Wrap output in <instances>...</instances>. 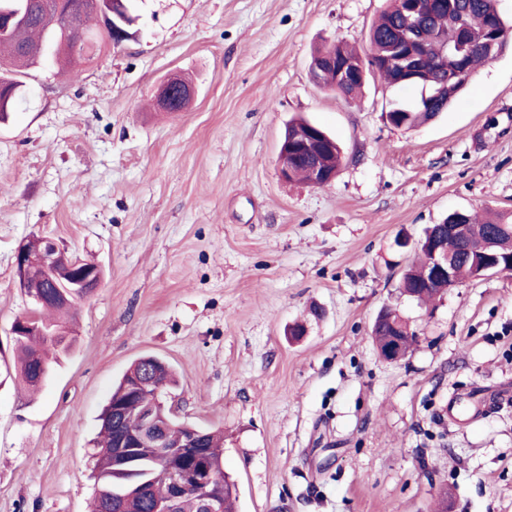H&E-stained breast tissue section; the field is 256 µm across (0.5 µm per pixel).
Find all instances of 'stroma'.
Here are the masks:
<instances>
[{
  "mask_svg": "<svg viewBox=\"0 0 512 512\" xmlns=\"http://www.w3.org/2000/svg\"><path fill=\"white\" fill-rule=\"evenodd\" d=\"M388 4L139 0L136 39L23 76L0 125V512H90L100 416L149 355L178 418L223 432L238 512H512V276L421 305L395 243L456 211L512 218V45L397 128L412 91L371 78L348 100L309 71L319 46L366 49ZM172 74L197 88L181 112L157 104ZM294 116L341 144L329 186L280 177ZM37 237L104 278L33 395L11 326L31 309L15 252ZM385 308L416 336L397 362L370 335Z\"/></svg>",
  "mask_w": 512,
  "mask_h": 512,
  "instance_id": "obj_1",
  "label": "stroma"
}]
</instances>
